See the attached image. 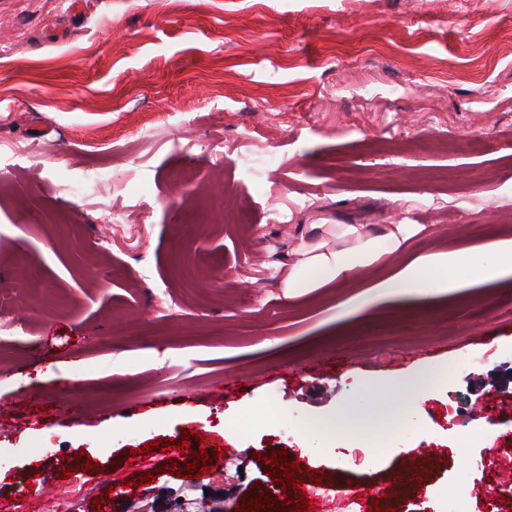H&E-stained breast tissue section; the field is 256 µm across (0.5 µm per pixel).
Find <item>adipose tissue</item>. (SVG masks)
<instances>
[{"mask_svg":"<svg viewBox=\"0 0 512 512\" xmlns=\"http://www.w3.org/2000/svg\"><path fill=\"white\" fill-rule=\"evenodd\" d=\"M328 233L336 246L325 249L322 243L303 245L288 268L284 286L289 295L309 292L329 282H340L354 270L387 260L399 252L405 241L417 234L414 224H391L385 232L370 233L362 224H331ZM491 262L483 263L466 253H446L426 257V264L445 271L463 272L472 280L512 274V245L494 243L489 247Z\"/></svg>","mask_w":512,"mask_h":512,"instance_id":"ef3b65f1","label":"adipose tissue"}]
</instances>
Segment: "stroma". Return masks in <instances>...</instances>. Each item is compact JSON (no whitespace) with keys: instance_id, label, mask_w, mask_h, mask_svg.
Segmentation results:
<instances>
[{"instance_id":"35a3bbf8","label":"stroma","mask_w":512,"mask_h":512,"mask_svg":"<svg viewBox=\"0 0 512 512\" xmlns=\"http://www.w3.org/2000/svg\"><path fill=\"white\" fill-rule=\"evenodd\" d=\"M240 204L250 223H222ZM202 206L211 222L181 228ZM509 209L512 0H0V500L63 488L71 512H147L190 491L171 467L186 430L223 446L209 476L238 499L283 502L275 450L332 496L386 483L389 434L449 452L380 512L501 487L487 449L454 447L486 416L512 427V275L447 292L429 267L400 301L378 266L296 297L283 279L314 224L420 225L395 265L484 259ZM425 372L415 424L316 429Z\"/></svg>"}]
</instances>
